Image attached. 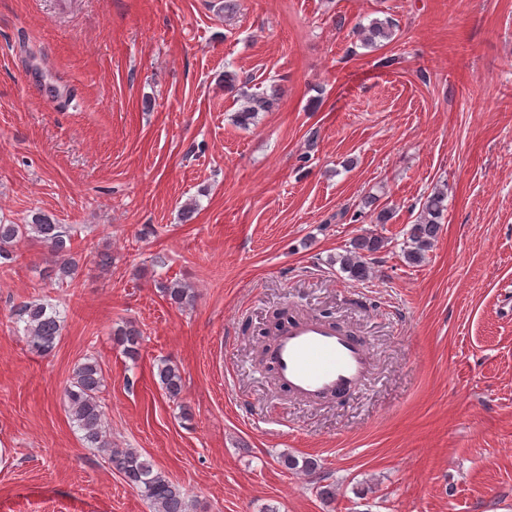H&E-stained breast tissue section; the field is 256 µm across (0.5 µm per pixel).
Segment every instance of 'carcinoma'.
<instances>
[{"label": "carcinoma", "instance_id": "obj_1", "mask_svg": "<svg viewBox=\"0 0 512 512\" xmlns=\"http://www.w3.org/2000/svg\"><path fill=\"white\" fill-rule=\"evenodd\" d=\"M397 24L392 18L374 19L369 24H358L354 33L364 47H383L393 41ZM224 86L238 93L242 100L241 108L235 112L237 125L248 128L254 123L260 112H270L280 100L281 92L252 93L246 83L240 82L235 72L224 71ZM447 194L438 188L421 201L420 214L415 224L407 231V246L403 257L409 264H421L427 253L433 248L444 219ZM25 239H35L46 245L55 257L54 271L61 283L73 282L77 261L71 256L72 236L69 228L59 224L53 216L36 212L26 224H5L0 222V267L9 269L19 259L17 244ZM381 240L377 237H361L354 240L351 250L341 256L340 265L354 281H362L372 275L366 261V254L377 251ZM163 296L179 307L193 304L195 293L188 285L179 281L162 282L159 285ZM17 321L24 323L26 343L30 350L38 354L53 351L61 335L60 312L55 307L37 300L25 302L14 311ZM142 333L135 325L129 324L115 332L116 345L123 354L134 359L138 355ZM161 387L168 396L176 399L183 390V378L179 368L171 363L162 362L157 368ZM104 377L96 358L88 357L77 365L65 389L69 404L71 421L83 433V440L89 448H95L108 455L112 467L123 475L125 481L140 492L146 499L152 512H189L187 493L172 482L162 472L134 448H114L108 439L105 414L99 399ZM287 470L301 469L311 473L316 471V460L306 458L302 461L291 455L280 460Z\"/></svg>", "mask_w": 512, "mask_h": 512}]
</instances>
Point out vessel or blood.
<instances>
[{
	"mask_svg": "<svg viewBox=\"0 0 512 512\" xmlns=\"http://www.w3.org/2000/svg\"><path fill=\"white\" fill-rule=\"evenodd\" d=\"M269 361L288 392L317 401L359 389L367 379L369 353L361 340L310 318L282 328Z\"/></svg>",
	"mask_w": 512,
	"mask_h": 512,
	"instance_id": "1",
	"label": "vessel or blood"
}]
</instances>
